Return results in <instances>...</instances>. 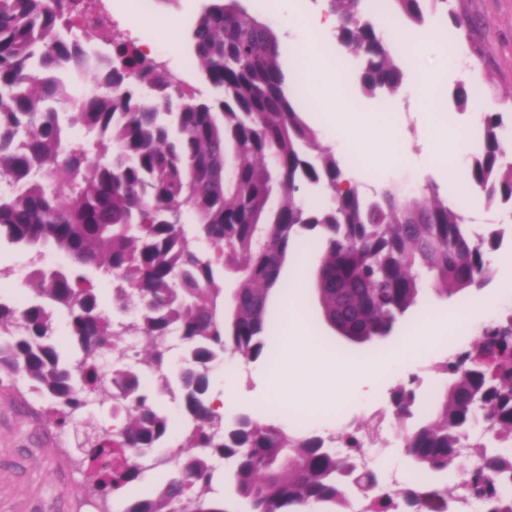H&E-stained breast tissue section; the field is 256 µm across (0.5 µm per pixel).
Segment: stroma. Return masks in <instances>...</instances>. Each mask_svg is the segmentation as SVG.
<instances>
[{"label": "stroma", "mask_w": 512, "mask_h": 512, "mask_svg": "<svg viewBox=\"0 0 512 512\" xmlns=\"http://www.w3.org/2000/svg\"><path fill=\"white\" fill-rule=\"evenodd\" d=\"M207 3L208 0H150L146 15L138 19L130 13L129 0H106V10L114 22L131 29L133 38L173 45V53L161 55V62L184 84L208 96L212 90L188 45L189 30ZM462 5L468 14L479 19L478 37L484 46L483 61L477 63L467 78L468 83L478 86L479 97L465 107L458 106L452 96L458 81L448 67L453 52L468 50L464 34H457L450 46L440 39L432 43L425 39L430 28L451 29L452 24L443 13L427 14L424 26L407 25L409 37L418 43V53L404 63L406 82L394 93L383 96L364 94L353 77L337 79L330 68L304 73L296 50L283 47L279 63L284 74L308 76L305 118L317 132L318 148L336 147L324 111L315 98L321 84L336 86L337 117L354 111L377 117L378 125L373 132L375 154L354 149L352 155L358 164L347 171L348 178L361 191L370 194L394 186L419 195L427 186L435 184L440 192H447L449 182L438 179L441 160L422 155L428 127L436 126L452 137L480 129V118L485 112H498L504 121H512V0H463ZM413 75H428L440 82L444 97L442 109L434 111L427 100H415L409 82ZM64 261L62 254L52 250L39 254L1 243L0 299L15 303L23 300L26 292L23 283H12L5 276V269L24 275L36 267ZM509 279H512V265H498L490 282L480 288L466 289L464 296L470 301H493V309L484 311L461 310V298H450L435 288H427L424 300L406 313L395 334L365 346H355L340 338L326 343L331 330L323 323L308 326L305 336H291L285 319H278L275 334L267 344L265 361L247 364L239 357L227 356L224 362L213 366L211 386L216 389L225 385L237 392V399L224 407L228 415L268 403L286 417H306L311 428L323 434L355 427L367 433L372 432V424H379L375 439L384 443L393 424L387 389L408 383L414 376L421 381V392L434 387L439 378L437 365L470 349L485 325L512 311V291L502 287L503 281ZM449 311L456 312L457 317L437 336L429 354H408L405 370L382 379V395L371 400L344 390L335 411L310 405L295 407L291 401L292 390L274 367L275 359L288 348L304 360L316 359L323 353L360 368L398 349L399 337L416 335L428 313L442 316ZM43 407L42 399L31 393L25 382L7 380L0 384V512H100L104 507L110 512H121L122 500L114 499L105 505L93 493L88 467L78 460L70 431L49 424Z\"/></svg>", "instance_id": "stroma-1"}]
</instances>
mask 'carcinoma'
I'll use <instances>...</instances> for the list:
<instances>
[{"mask_svg": "<svg viewBox=\"0 0 512 512\" xmlns=\"http://www.w3.org/2000/svg\"><path fill=\"white\" fill-rule=\"evenodd\" d=\"M327 2L370 95L404 80L373 20L387 3L414 23L428 9L448 14L483 59L477 23L451 0ZM92 7L0 0V240L68 259L28 275L33 299L23 306L0 300V383L24 379L62 428L90 395L112 402L116 424L77 444L100 500L167 469L154 495L128 500L122 512H231L205 498L215 458L233 462L230 482L247 512H302L311 502L348 512L364 489L375 492L374 512H434L448 501L442 478L465 456L479 460L467 485L482 475L474 496L485 512H512V313L442 365L446 381L425 402L405 384L390 389L413 476V486L394 492L357 463L360 429L286 431L248 413L228 422L210 393L211 369L226 355L265 359L270 293L288 294L282 266L311 244L304 233L324 243L316 316L355 344L391 335L420 301L425 275L449 297L481 287L496 238L472 232L436 186L427 196L393 186L368 196L343 187L344 163L332 151L309 157L315 133L279 65V40L238 0H210L190 30L210 98L113 34L102 50L85 47L73 30ZM58 70L81 72L91 85L74 95ZM482 123L464 182L488 203L512 206V163L503 165L512 136L498 113ZM75 125L86 140L71 139ZM314 188L323 193L315 206L302 198ZM91 269L112 278L121 318L104 310ZM226 272L237 276L230 292ZM59 317L82 352L73 362L57 348ZM127 336L140 337L146 357L128 354ZM159 395L179 404L181 420L157 406Z\"/></svg>", "mask_w": 512, "mask_h": 512, "instance_id": "carcinoma-1", "label": "carcinoma"}]
</instances>
